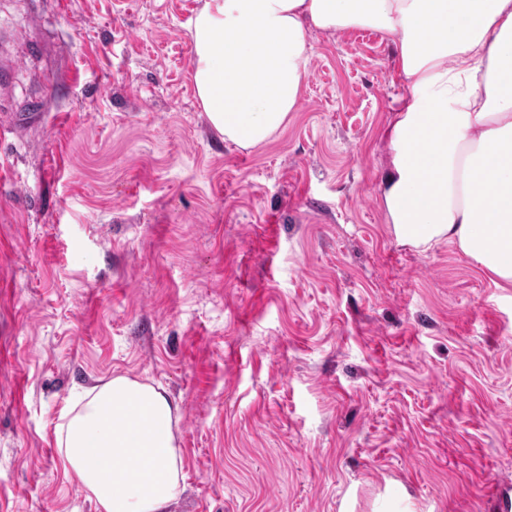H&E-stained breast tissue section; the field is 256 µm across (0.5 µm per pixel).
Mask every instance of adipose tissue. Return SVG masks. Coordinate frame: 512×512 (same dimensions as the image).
<instances>
[{
  "mask_svg": "<svg viewBox=\"0 0 512 512\" xmlns=\"http://www.w3.org/2000/svg\"><path fill=\"white\" fill-rule=\"evenodd\" d=\"M382 32L411 90L381 185L396 239L454 244L512 288V0H205L193 81L212 126L249 148L296 110L311 30ZM179 407L125 376L59 417L58 445L100 512H169L183 461Z\"/></svg>",
  "mask_w": 512,
  "mask_h": 512,
  "instance_id": "1",
  "label": "adipose tissue"
}]
</instances>
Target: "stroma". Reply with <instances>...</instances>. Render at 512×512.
I'll return each instance as SVG.
<instances>
[{
    "instance_id": "1",
    "label": "stroma",
    "mask_w": 512,
    "mask_h": 512,
    "mask_svg": "<svg viewBox=\"0 0 512 512\" xmlns=\"http://www.w3.org/2000/svg\"><path fill=\"white\" fill-rule=\"evenodd\" d=\"M202 3L0 0V512H98L58 417L119 375L179 406L170 512H486L512 288L387 222L392 45L311 32L245 149L196 96Z\"/></svg>"
}]
</instances>
